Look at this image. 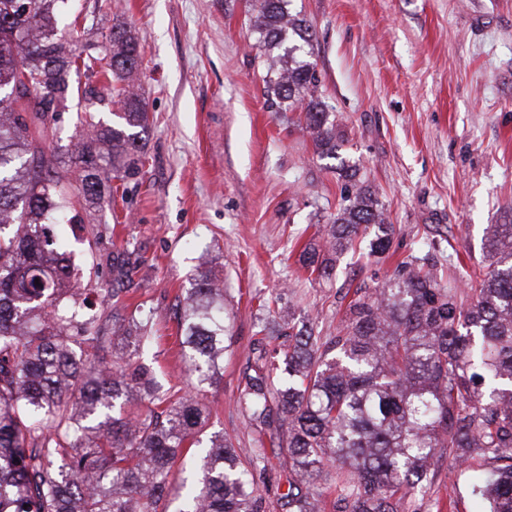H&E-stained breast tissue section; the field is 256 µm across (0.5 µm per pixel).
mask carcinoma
Wrapping results in <instances>:
<instances>
[{"label": "carcinoma", "mask_w": 512, "mask_h": 512, "mask_svg": "<svg viewBox=\"0 0 512 512\" xmlns=\"http://www.w3.org/2000/svg\"><path fill=\"white\" fill-rule=\"evenodd\" d=\"M71 0H0V512H166L174 468L176 512H258L252 465L224 435L203 442L211 409L200 394L221 379L224 289L198 269L178 304L189 384L156 380L140 359L150 317L102 315L87 291L118 303L139 259L112 251V287H81L66 227L79 206H111L112 182L138 181L149 127L135 73L141 38L115 25L101 44L65 51L72 31L56 16ZM264 53V96L297 126L316 155L334 159L340 208L301 264L322 279L335 257L366 243L380 258L392 246L375 190L342 157L336 113L319 94L306 47L313 32L288 0H250ZM108 81L77 96L82 133L64 153L47 145L71 98L70 75ZM119 107L108 125L99 114ZM56 231H48L51 217ZM488 270L465 295L443 285L429 255L413 256L374 288H359L336 335L311 320L278 326L288 350L249 376L239 404L288 454L282 512H321L315 482L336 471L342 512H420L417 493L435 465L475 455L495 463L474 476L483 512H512V224H493ZM86 345L94 355L76 356ZM147 404L141 414L119 410Z\"/></svg>", "instance_id": "carcinoma-1"}]
</instances>
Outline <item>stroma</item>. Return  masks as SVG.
Segmentation results:
<instances>
[{
  "label": "stroma",
  "mask_w": 512,
  "mask_h": 512,
  "mask_svg": "<svg viewBox=\"0 0 512 512\" xmlns=\"http://www.w3.org/2000/svg\"><path fill=\"white\" fill-rule=\"evenodd\" d=\"M290 9L312 26L310 59L345 156L395 229L388 255L341 256L329 280L310 276L299 254L336 215L341 182L288 113L269 108L245 0H77L79 49L116 23L141 37L150 130L138 182L111 206L81 211L70 244L94 283H111L113 249L142 256L126 302L152 309L148 359L168 386L186 384L179 295L202 262L223 281L228 349L220 385L205 394V431L256 461L259 512H279L288 459L238 404L258 320L308 316L335 335L355 288L422 250L466 291L488 263L489 225L512 218V0H291ZM491 466L481 456L440 462L418 495L422 512H475L472 477Z\"/></svg>",
  "instance_id": "1"
}]
</instances>
